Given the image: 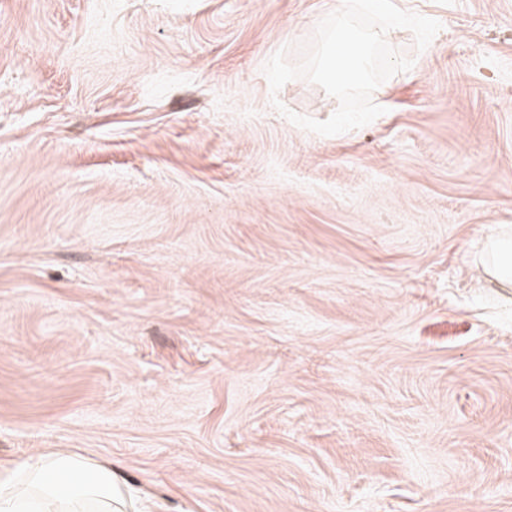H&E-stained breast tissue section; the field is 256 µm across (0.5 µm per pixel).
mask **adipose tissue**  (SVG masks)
Here are the masks:
<instances>
[{
  "instance_id": "ef3b65f1",
  "label": "adipose tissue",
  "mask_w": 512,
  "mask_h": 512,
  "mask_svg": "<svg viewBox=\"0 0 512 512\" xmlns=\"http://www.w3.org/2000/svg\"><path fill=\"white\" fill-rule=\"evenodd\" d=\"M110 466L66 451L0 472V512H118Z\"/></svg>"
}]
</instances>
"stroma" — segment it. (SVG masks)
Returning <instances> with one entry per match:
<instances>
[{"instance_id":"stroma-1","label":"stroma","mask_w":512,"mask_h":512,"mask_svg":"<svg viewBox=\"0 0 512 512\" xmlns=\"http://www.w3.org/2000/svg\"><path fill=\"white\" fill-rule=\"evenodd\" d=\"M337 0H0V467L127 512H512V0L338 102L267 60ZM489 252L491 262L487 273L501 284H512V238L503 234L492 242ZM114 494L112 467L66 450L0 471V512H121Z\"/></svg>"}]
</instances>
